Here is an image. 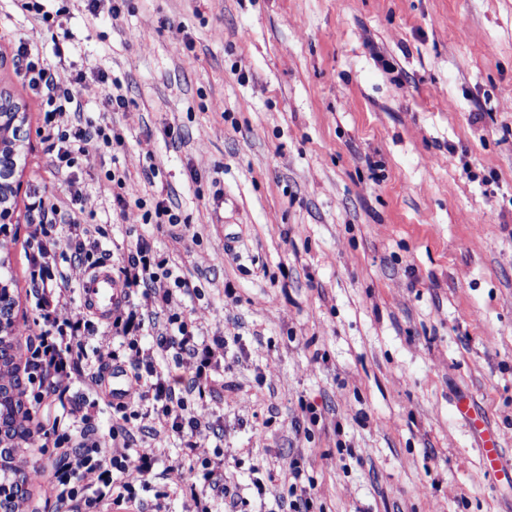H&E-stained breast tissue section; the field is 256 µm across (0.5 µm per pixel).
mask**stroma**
<instances>
[{
  "label": "stroma",
  "instance_id": "35a3bbf8",
  "mask_svg": "<svg viewBox=\"0 0 512 512\" xmlns=\"http://www.w3.org/2000/svg\"><path fill=\"white\" fill-rule=\"evenodd\" d=\"M68 58L45 24L0 0V90L22 105L27 139L18 221L0 235L29 358L37 334L26 251L27 190L76 202L118 265L145 237L197 285L170 311L205 337L238 336L226 385L198 407L224 449L245 512H273L293 458L325 512H512V483L483 462L473 405L512 463V0H68ZM42 44L56 83L123 146L56 175L37 134L40 98L11 59ZM128 105L106 112L109 82ZM156 166L147 183L142 172ZM172 198L175 236L119 208ZM320 417L296 440L300 402ZM174 438L159 448L163 491L187 484ZM29 508L41 512L50 452L21 448ZM267 489L258 496L254 481Z\"/></svg>",
  "mask_w": 512,
  "mask_h": 512
}]
</instances>
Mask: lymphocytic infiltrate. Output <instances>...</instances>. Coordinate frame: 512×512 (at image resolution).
<instances>
[{"instance_id": "1", "label": "lymphocytic infiltrate", "mask_w": 512, "mask_h": 512, "mask_svg": "<svg viewBox=\"0 0 512 512\" xmlns=\"http://www.w3.org/2000/svg\"><path fill=\"white\" fill-rule=\"evenodd\" d=\"M14 59L23 68L32 90L45 107L41 127L42 142L52 157L56 174L69 175L78 157L87 155L92 145L112 146L111 129L92 125L83 119V104L75 89L58 86L42 58L37 44L19 42ZM74 115L67 127L55 123L63 111ZM28 211L39 227L28 258L31 293L42 323L28 372L40 376L43 393L32 403L33 412L42 416L35 430H42L45 418L62 415L66 429L53 442L59 453L54 458L55 479L49 487L54 494L57 512H167L170 491L153 492L157 477V451L144 448L136 457L127 450L133 442L134 422L157 423L182 440L186 453L181 460L196 482L190 487L191 512H211L210 502L220 498L225 512H237L238 497L224 480V452L214 450L212 456L197 457L194 453L200 438L211 430L209 422L195 415L189 399L212 393L216 384L215 366L224 356L228 340L223 336L212 339L199 337L193 322L168 307L175 293L188 292L187 279L176 275L169 259L159 254L143 237L136 236L126 243L123 258L116 269L129 293L128 299L112 311L108 334L122 338L132 350L139 348L145 329L156 332L154 341L142 354L143 371H131L128 381L133 398L115 404L112 427L108 435H99L93 421L98 403L78 401L60 408L57 395L66 390L76 377H84L90 390L103 394L102 369L85 360L91 336L90 321L85 316H64L63 311L77 293L58 264L61 244H68L74 257L92 260L99 255L101 243L90 225L81 223L74 205L62 208L46 207L39 193L29 197ZM145 289L153 297L154 307L142 310L132 299V293ZM173 358L184 369L181 388L155 368L158 360ZM93 471L98 484L93 492L80 485L78 471ZM153 492L152 504H145L142 495ZM316 483L307 477L299 461L289 466L286 492L280 493V512H313Z\"/></svg>"}]
</instances>
